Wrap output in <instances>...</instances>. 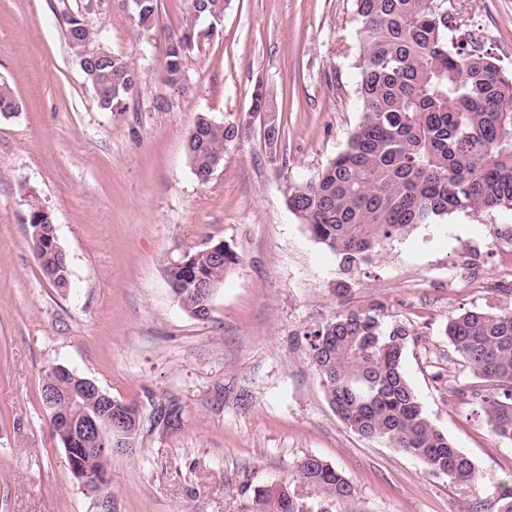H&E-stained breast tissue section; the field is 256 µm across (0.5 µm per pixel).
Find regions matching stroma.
I'll return each mask as SVG.
<instances>
[{
	"label": "stroma",
	"instance_id": "stroma-1",
	"mask_svg": "<svg viewBox=\"0 0 512 512\" xmlns=\"http://www.w3.org/2000/svg\"><path fill=\"white\" fill-rule=\"evenodd\" d=\"M186 6L157 0L145 33L122 0H0V76L21 103L0 116V512H252L255 490L287 483L314 510L498 512L512 443L462 396L471 368L444 327L467 309H512V245L501 238L512 211L418 225L340 292L337 257L286 200L360 119L354 0H231L215 36L185 58L180 96L161 75ZM448 13L512 72V0H448ZM69 14L142 72L124 112L99 107L65 39ZM258 84L285 128L273 149L250 114ZM202 112L246 129L205 184L185 152ZM34 204L68 256V292L40 271ZM218 242L240 262L199 320L174 300L168 271ZM370 306L408 329L405 374L472 460L473 484L362 439L330 404L306 334ZM55 365L140 412L133 452L108 466V497L86 493L65 465L40 399ZM309 456L348 478L353 499L329 504L295 481Z\"/></svg>",
	"mask_w": 512,
	"mask_h": 512
}]
</instances>
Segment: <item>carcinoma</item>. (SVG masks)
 Returning a JSON list of instances; mask_svg holds the SVG:
<instances>
[{
  "instance_id": "obj_1",
  "label": "carcinoma",
  "mask_w": 512,
  "mask_h": 512,
  "mask_svg": "<svg viewBox=\"0 0 512 512\" xmlns=\"http://www.w3.org/2000/svg\"><path fill=\"white\" fill-rule=\"evenodd\" d=\"M229 0H188L180 33L169 38L162 77L171 88L183 84L184 58L201 47L199 32ZM156 0L133 5L139 28L153 26ZM359 42L354 68L361 121L343 149L317 175L289 190L288 208L311 236L339 259L343 275L369 263L383 243L418 224H438L448 214L512 210V76L480 48L452 34L447 0H356ZM70 49L81 58L97 33L75 16L66 18ZM106 74L90 76L99 106L122 112L138 96L143 76L118 55L91 63ZM9 82L0 79V114L19 111ZM245 138L235 123L197 118L185 151L201 183L215 163ZM43 276L58 290L70 287L69 265L56 238L31 234ZM187 273L172 289L189 314L210 313L212 295L196 290L201 276L214 287L238 264L224 247L190 252ZM445 336L456 356L470 365L475 400L491 432L512 442V312L490 307L448 318ZM309 358L325 394L347 428L361 438L398 448L433 473L464 485L475 478L468 456L430 421L403 369L408 331L387 326L377 309L342 311L308 334ZM109 458L85 456L92 474L106 471ZM297 477L345 502L351 482L322 460L305 458ZM256 512H300L301 499L286 486L254 494Z\"/></svg>"
}]
</instances>
